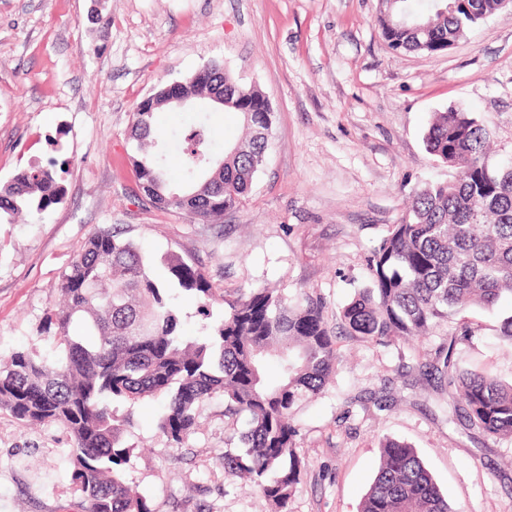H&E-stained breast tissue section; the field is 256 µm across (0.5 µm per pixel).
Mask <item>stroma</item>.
Here are the masks:
<instances>
[{"instance_id": "obj_1", "label": "stroma", "mask_w": 512, "mask_h": 512, "mask_svg": "<svg viewBox=\"0 0 512 512\" xmlns=\"http://www.w3.org/2000/svg\"><path fill=\"white\" fill-rule=\"evenodd\" d=\"M378 15L379 0H0V186L54 157L66 189L44 214L26 207L0 224V355L52 353L40 325L59 277L108 225L157 279L176 252L232 296L320 293L338 328L340 308L368 283L366 257L415 193L456 175L425 147L434 113L464 108L487 130L491 161L512 157V10L438 55L393 51ZM211 61L256 86L275 113L267 164L219 226L142 205L129 139L152 87ZM160 121L178 134L207 122L219 148L243 134L236 113L206 103ZM507 311L512 299L462 313L473 336L456 344L460 369L512 379V343L498 334ZM443 339L440 329L386 347L339 337L335 376L296 414L305 466L288 512H359L388 439L414 447L453 512H512V439L449 425L437 392L408 372ZM166 407L163 397L113 403L131 419L126 482L159 512H272L254 482L224 474L247 416H225L215 396L175 446L157 427ZM70 446L61 424L0 413V512H82Z\"/></svg>"}]
</instances>
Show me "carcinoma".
<instances>
[{"mask_svg":"<svg viewBox=\"0 0 512 512\" xmlns=\"http://www.w3.org/2000/svg\"><path fill=\"white\" fill-rule=\"evenodd\" d=\"M418 2L380 0L378 22L390 48L443 53L451 40L499 11L498 0ZM201 71L203 77L184 82L180 94L206 99L213 84L224 85L235 102L224 110L240 114L245 137L205 165L212 136L203 123L192 128L180 148L182 186L174 188L169 157L156 153L168 139L158 113L173 105L161 97L153 104L142 99L130 130L132 165L143 204L184 213L192 223L222 224L224 214L248 198L265 165L274 113L261 91L240 84L221 65ZM425 143L457 177L417 192L406 217L391 225L368 257L367 286L339 312L348 336L388 345L512 295V161L489 165L487 130L456 107L434 113ZM56 166L50 158L18 170L0 188V215L23 205L42 213L61 202L65 188ZM164 262L169 280L160 281L135 243L114 228L91 232L58 281L64 305L44 313L41 331L52 340L54 363L12 353L0 364V412L24 425L66 426L82 512H158L123 477L130 449L121 436L129 420L115 417L113 402L167 396L158 428L179 445L196 429L200 404L219 394L226 414L251 421L242 447L225 449L224 474L249 476L276 512H288L304 468L296 448V408L324 390L338 361L326 302L315 292L290 296L267 288L228 299L194 259L171 252ZM178 291L194 295L204 310L224 302L222 320L204 339L182 336ZM459 335L472 332L464 325L451 329L431 359L417 364L419 375L455 395L450 421L512 437V382L488 370L454 368ZM271 360L279 368L274 380L265 376ZM382 448L360 512H453L410 444L387 439Z\"/></svg>","mask_w":512,"mask_h":512,"instance_id":"carcinoma-1","label":"carcinoma"}]
</instances>
